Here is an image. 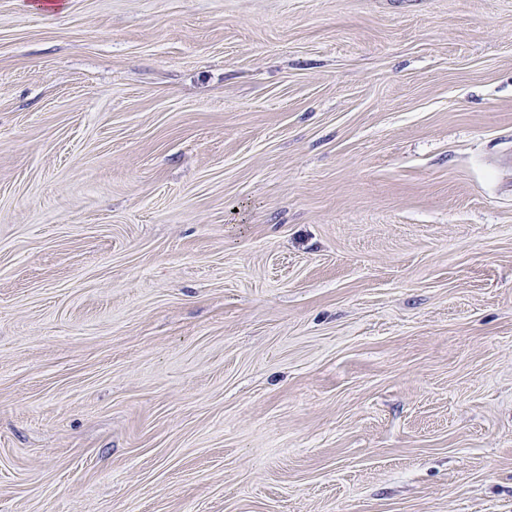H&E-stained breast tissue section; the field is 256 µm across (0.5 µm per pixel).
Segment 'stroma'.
Returning a JSON list of instances; mask_svg holds the SVG:
<instances>
[{
    "mask_svg": "<svg viewBox=\"0 0 512 512\" xmlns=\"http://www.w3.org/2000/svg\"><path fill=\"white\" fill-rule=\"evenodd\" d=\"M512 0H0V512H512Z\"/></svg>",
    "mask_w": 512,
    "mask_h": 512,
    "instance_id": "obj_1",
    "label": "stroma"
}]
</instances>
